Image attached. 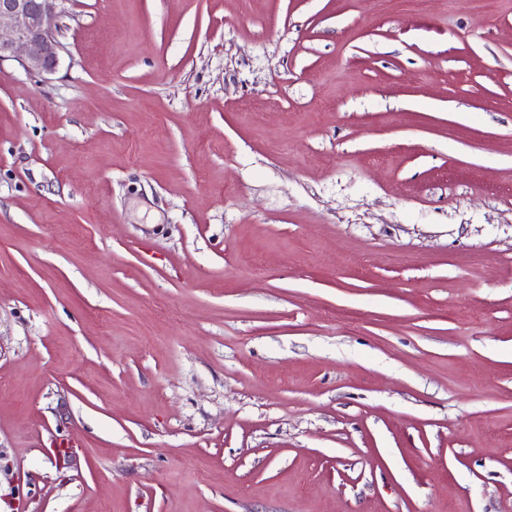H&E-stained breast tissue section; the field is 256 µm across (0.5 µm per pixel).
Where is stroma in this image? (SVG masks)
<instances>
[{"label": "stroma", "instance_id": "1", "mask_svg": "<svg viewBox=\"0 0 512 512\" xmlns=\"http://www.w3.org/2000/svg\"><path fill=\"white\" fill-rule=\"evenodd\" d=\"M0 62V512H512V0H67Z\"/></svg>", "mask_w": 512, "mask_h": 512}]
</instances>
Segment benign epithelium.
I'll return each instance as SVG.
<instances>
[{"label":"benign epithelium","instance_id":"obj_1","mask_svg":"<svg viewBox=\"0 0 512 512\" xmlns=\"http://www.w3.org/2000/svg\"><path fill=\"white\" fill-rule=\"evenodd\" d=\"M66 0H0V62L17 59L30 73L55 72Z\"/></svg>","mask_w":512,"mask_h":512}]
</instances>
